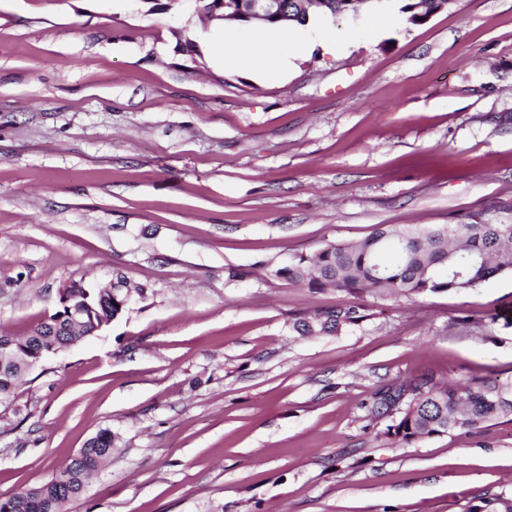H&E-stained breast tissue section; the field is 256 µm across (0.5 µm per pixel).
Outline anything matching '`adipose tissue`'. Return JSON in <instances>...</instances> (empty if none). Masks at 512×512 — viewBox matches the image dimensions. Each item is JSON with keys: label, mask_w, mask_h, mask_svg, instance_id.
<instances>
[{"label": "adipose tissue", "mask_w": 512, "mask_h": 512, "mask_svg": "<svg viewBox=\"0 0 512 512\" xmlns=\"http://www.w3.org/2000/svg\"><path fill=\"white\" fill-rule=\"evenodd\" d=\"M303 46L293 29L263 25L247 39L226 31L217 51L225 58L261 60L266 73L273 75L282 71Z\"/></svg>", "instance_id": "adipose-tissue-1"}]
</instances>
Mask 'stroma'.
<instances>
[{
  "instance_id": "stroma-1",
  "label": "stroma",
  "mask_w": 512,
  "mask_h": 512,
  "mask_svg": "<svg viewBox=\"0 0 512 512\" xmlns=\"http://www.w3.org/2000/svg\"><path fill=\"white\" fill-rule=\"evenodd\" d=\"M399 7L310 19L311 49L264 78L214 52L198 0H0V336L75 282L146 289L0 406V498L105 428L112 460L66 512H461L512 493V417L394 447L369 411L398 381L512 376V274L410 298L276 274L382 224L512 223V0L421 25ZM348 307L364 319L340 334L291 330Z\"/></svg>"
}]
</instances>
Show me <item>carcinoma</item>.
I'll use <instances>...</instances> for the list:
<instances>
[{
  "instance_id": "cac0c4a2",
  "label": "carcinoma",
  "mask_w": 512,
  "mask_h": 512,
  "mask_svg": "<svg viewBox=\"0 0 512 512\" xmlns=\"http://www.w3.org/2000/svg\"><path fill=\"white\" fill-rule=\"evenodd\" d=\"M225 11L249 12V0H198L209 13L219 2ZM338 0L294 17L290 0H277L271 24L303 25L311 16L336 15ZM512 273V224H441L428 227L384 225L358 243L329 244L315 255H300L277 274L289 282H303L312 289L348 291L375 289L391 297H411L428 292L476 288L496 275ZM119 299L109 301L101 290L88 289L83 326L68 323L64 305L22 336H0L12 343L9 355H0V398L11 396L21 377L55 351L85 338L98 321L97 314L112 306L120 315L126 281L119 277ZM364 319L358 310L339 308L292 325L299 335H336L345 326ZM370 412L388 419L384 434L396 445L453 433H472L494 419L512 416V378L489 375L465 384L440 385L421 377L406 385H389L376 391ZM116 435L101 429L49 481L29 487L8 499H0V512H65L86 481L112 458ZM463 512H512V494L487 496L465 506Z\"/></svg>"
}]
</instances>
